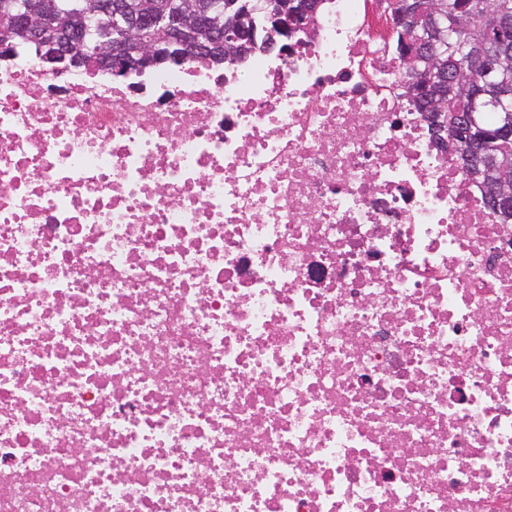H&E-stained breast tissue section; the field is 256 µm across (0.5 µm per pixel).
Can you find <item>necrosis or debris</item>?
<instances>
[{
    "label": "necrosis or debris",
    "mask_w": 512,
    "mask_h": 512,
    "mask_svg": "<svg viewBox=\"0 0 512 512\" xmlns=\"http://www.w3.org/2000/svg\"><path fill=\"white\" fill-rule=\"evenodd\" d=\"M386 2L223 67L0 59V512H512V224ZM413 95L416 104L419 106L422 112H433L430 108L439 112L445 111L446 109V113L469 112L466 102L460 99H454L453 97H448V90H445V92L442 94L435 95L431 100L430 108L428 106V101L424 97H421L418 94ZM457 115L453 114L452 118L448 117V144L463 159L470 161L477 152V143L471 137L476 119L472 116V123L468 121L467 125H460L459 121L456 120Z\"/></svg>",
    "instance_id": "obj_1"
}]
</instances>
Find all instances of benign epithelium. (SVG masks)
Returning <instances> with one entry per match:
<instances>
[{
    "label": "benign epithelium",
    "mask_w": 512,
    "mask_h": 512,
    "mask_svg": "<svg viewBox=\"0 0 512 512\" xmlns=\"http://www.w3.org/2000/svg\"><path fill=\"white\" fill-rule=\"evenodd\" d=\"M440 8L438 0L424 7L417 0L412 4L406 0L394 16V25L413 32L423 12L435 15ZM312 11L310 0H271L268 50L288 51V35L306 24ZM99 15L106 16L120 33L119 43L91 38L80 29L85 17ZM253 42L252 11L246 4L237 7L221 29L209 0H181L176 5L155 0L148 6H134L127 0H83L75 14L61 9L58 0H37L17 22L0 28V58L11 56L20 43H33L41 62L53 71L78 68L87 56L95 55L104 60L113 75L120 76L178 63L189 53H203L221 63L227 56L244 58L252 51ZM487 56L498 64L499 85H512V43L503 39L489 43ZM405 63L408 70L422 76L423 87L444 78L448 71V61L438 53L422 58L411 51ZM450 84L452 94L476 97V86L464 67H458ZM472 128L471 122L461 125L454 117L448 119V144L467 161L477 152ZM495 199L503 209H512V181L501 179Z\"/></svg>",
    "instance_id": "obj_1"
}]
</instances>
